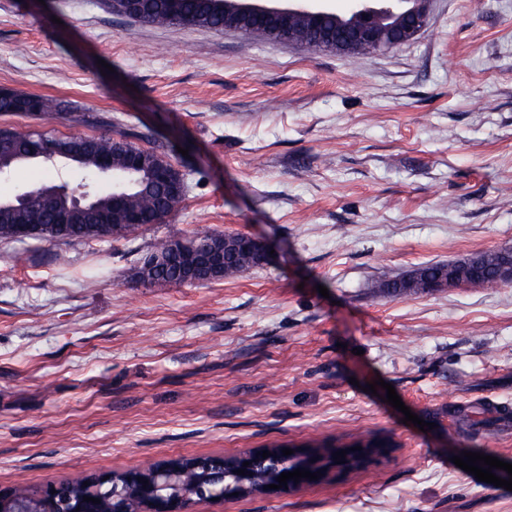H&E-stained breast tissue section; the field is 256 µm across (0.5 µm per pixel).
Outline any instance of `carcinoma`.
I'll list each match as a JSON object with an SVG mask.
<instances>
[{
	"mask_svg": "<svg viewBox=\"0 0 512 512\" xmlns=\"http://www.w3.org/2000/svg\"><path fill=\"white\" fill-rule=\"evenodd\" d=\"M238 0H138V7L132 19L159 26L180 25L182 20L189 19L192 26L223 32L226 14L233 12ZM406 17L403 11L385 14L380 17V27L384 39H389L404 27ZM353 26V18L346 15L328 13L314 20L308 16H288V34L292 43L300 45L309 51H323L331 48L330 42L344 40ZM0 112L35 115L46 122L70 120L61 112L52 100L38 95H19L11 91H0ZM42 141H49L55 147V153L36 158L43 167L55 166L59 163H73L81 172L100 169L102 160L107 159L111 168L123 170L128 158L142 148L135 145L127 137L114 139L105 135L84 136H48L43 133H20L9 128L0 129V162L12 170L19 164L17 158L32 151ZM124 208L127 212L138 214L151 224L162 223L181 204V200L164 191L155 181L149 170H138L125 176ZM47 185L36 182L28 186L32 199L25 205L0 206V239L13 238L14 226L18 224H34L39 226L40 240H53L57 237V213L65 200H55L43 197ZM70 236L73 240H91L102 237L112 239L126 238L134 233L139 225L128 224L122 219H112V190L94 191L90 203L85 207H72L68 210ZM230 245L224 249V270L218 278H230L239 272L258 264V259L252 249L240 241L229 237ZM171 240L157 241L151 251L166 253L172 259V264L165 273L138 267L137 279L144 284L185 285L190 280L184 278L181 272L190 264L185 256L172 252ZM483 269L479 284L487 288L501 286L494 276L501 255L500 250L490 249L476 255ZM463 268L461 262L429 263L420 265L401 277H383L372 283L374 291L384 295L413 296L430 291V286L448 277V274L458 272ZM381 441L375 437L360 436L347 444L305 446L296 449L290 457L281 456L277 460H269L259 464L254 470L253 477L244 484L233 477V463H228L224 470V482H210L198 477L195 482H184L175 488L187 500H208L217 497H230L239 493V497H248L253 491L274 480L278 473L293 468H312L316 465L325 468L333 460L337 451H347L345 463L352 469L362 467L363 457L368 454H380L385 449L379 447ZM362 450H353V447ZM63 490L69 492L71 501L58 499V512H70L74 501L89 491V487L80 481L65 480L59 483Z\"/></svg>",
	"mask_w": 512,
	"mask_h": 512,
	"instance_id": "cac0c4a2",
	"label": "carcinoma"
}]
</instances>
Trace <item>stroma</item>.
Instances as JSON below:
<instances>
[{
  "mask_svg": "<svg viewBox=\"0 0 512 512\" xmlns=\"http://www.w3.org/2000/svg\"><path fill=\"white\" fill-rule=\"evenodd\" d=\"M427 15L410 43L339 54L159 28L103 0H0V90L71 115L0 127L124 132L187 184L126 240L0 239V488L371 433L393 443L379 467L189 512H512V491L453 462L512 463V284L370 287L512 247V0H430ZM36 181L81 176L20 165L0 197ZM201 232L272 254L232 279H134L155 242ZM391 387L430 432L386 403ZM464 261L420 265L401 277L379 278L372 283L371 288L380 294L406 297L428 293L431 291L429 287L446 279L448 273L460 271Z\"/></svg>",
  "mask_w": 512,
  "mask_h": 512,
  "instance_id": "1",
  "label": "stroma"
}]
</instances>
